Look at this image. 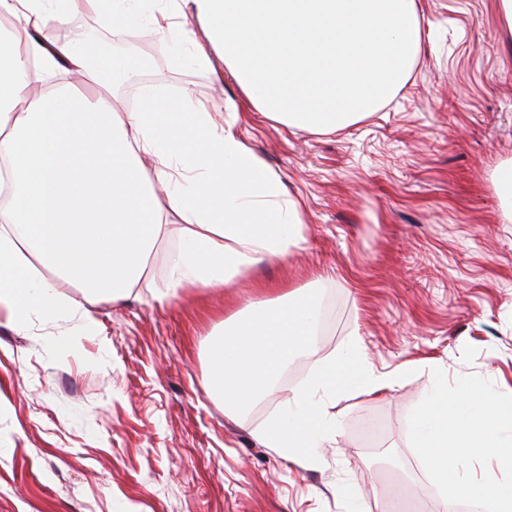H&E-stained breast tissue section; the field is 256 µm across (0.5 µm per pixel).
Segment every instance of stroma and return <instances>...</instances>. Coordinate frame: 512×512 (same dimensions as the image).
Listing matches in <instances>:
<instances>
[{"label":"stroma","mask_w":512,"mask_h":512,"mask_svg":"<svg viewBox=\"0 0 512 512\" xmlns=\"http://www.w3.org/2000/svg\"><path fill=\"white\" fill-rule=\"evenodd\" d=\"M422 47L393 100L347 127L291 128L242 105L225 113L282 179L306 243L230 288L167 286L166 254L146 287L91 299L92 329L69 333L0 313V512H391L422 477L410 411L433 385L477 375L512 388V222L492 175L512 160V40L498 0H420ZM191 90L213 110L240 101L163 47L114 90ZM269 285L333 293L331 329L253 411L229 416L204 387L225 318ZM359 344L375 371L404 370L391 390L327 399L339 432L308 468L267 447L261 430L321 363Z\"/></svg>","instance_id":"obj_1"}]
</instances>
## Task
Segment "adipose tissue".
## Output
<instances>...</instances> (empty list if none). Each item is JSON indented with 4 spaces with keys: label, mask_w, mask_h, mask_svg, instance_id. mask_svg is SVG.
<instances>
[{
    "label": "adipose tissue",
    "mask_w": 512,
    "mask_h": 512,
    "mask_svg": "<svg viewBox=\"0 0 512 512\" xmlns=\"http://www.w3.org/2000/svg\"><path fill=\"white\" fill-rule=\"evenodd\" d=\"M420 11L419 0H0V307L13 326L37 317L91 328L83 300L116 303L139 287L172 214L184 227L167 257L170 298L188 281L232 286L306 242L298 203L231 123L187 90L170 100L150 92L137 109L115 111L127 64L78 36L43 42V28L89 13L131 29L145 16L199 70L215 73L211 50L220 48L255 109L333 131L394 96L421 47ZM194 21L206 42L194 38ZM63 72L74 81L56 83ZM59 279L74 297L59 293ZM320 311L317 292L295 290L226 319L205 364L207 393L243 413L316 350ZM400 378L375 372L353 347L317 367L261 436L284 458L318 465L315 447L338 429L325 399L389 390Z\"/></svg>",
    "instance_id": "1"
}]
</instances>
